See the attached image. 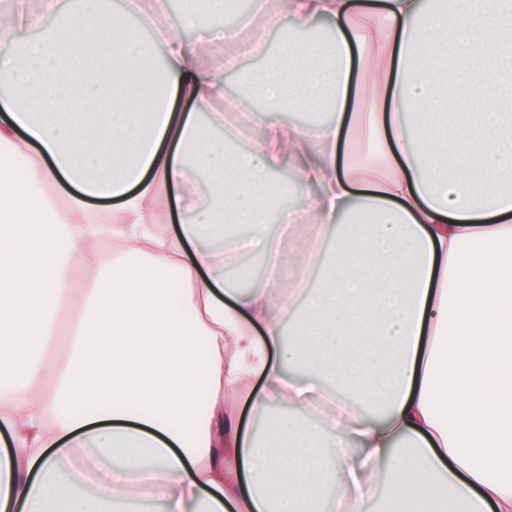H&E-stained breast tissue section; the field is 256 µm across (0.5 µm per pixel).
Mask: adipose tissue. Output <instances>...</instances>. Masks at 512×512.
Wrapping results in <instances>:
<instances>
[{
	"label": "adipose tissue",
	"mask_w": 512,
	"mask_h": 512,
	"mask_svg": "<svg viewBox=\"0 0 512 512\" xmlns=\"http://www.w3.org/2000/svg\"><path fill=\"white\" fill-rule=\"evenodd\" d=\"M166 4L125 0L146 40L98 0L61 24L60 0H0V41L30 35L0 52V148L23 160L0 162V512H137L155 487L163 512H317L377 488L384 512H512V0H253L231 27L206 20L229 0ZM286 18L240 72L234 47L262 52ZM112 39L125 69L106 73ZM156 59L160 91H136ZM233 72L266 104L246 151L215 107ZM286 162L306 204L272 215ZM95 211L109 268L69 233ZM244 250L274 271L242 290L224 269ZM76 259L98 272L81 289Z\"/></svg>",
	"instance_id": "ef3b65f1"
}]
</instances>
